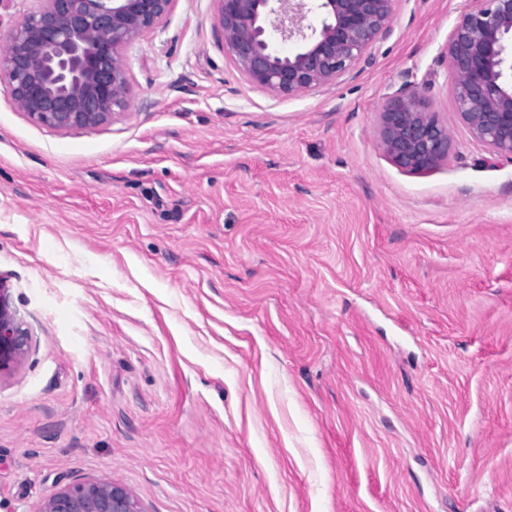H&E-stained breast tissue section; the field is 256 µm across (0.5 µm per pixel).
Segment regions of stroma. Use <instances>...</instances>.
I'll list each match as a JSON object with an SVG mask.
<instances>
[{
  "instance_id": "1",
  "label": "stroma",
  "mask_w": 512,
  "mask_h": 512,
  "mask_svg": "<svg viewBox=\"0 0 512 512\" xmlns=\"http://www.w3.org/2000/svg\"><path fill=\"white\" fill-rule=\"evenodd\" d=\"M467 0H398L336 84L280 96L216 0L129 44L130 108L32 122L0 84V277L30 349L0 373V512L119 481L146 512H512V162L459 119ZM447 125L392 165L404 79ZM405 83L379 113L378 136L387 159L410 174L436 169L448 159V127L428 103Z\"/></svg>"
}]
</instances>
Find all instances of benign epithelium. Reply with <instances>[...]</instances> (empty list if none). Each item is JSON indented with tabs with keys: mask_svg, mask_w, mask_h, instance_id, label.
<instances>
[{
	"mask_svg": "<svg viewBox=\"0 0 512 512\" xmlns=\"http://www.w3.org/2000/svg\"><path fill=\"white\" fill-rule=\"evenodd\" d=\"M0 47V83L33 122L58 131L96 128L130 107L124 49L171 13L175 0H40ZM224 52L248 83L296 96L337 82L392 30L397 0H317L321 27L304 32L307 0H217ZM296 42L280 54L271 32ZM512 0H468L442 56L457 114L471 135L512 161ZM387 159L410 174L448 159V127L406 83L379 113ZM28 331L0 281V372L26 352ZM38 512H146L120 482L70 483Z\"/></svg>",
	"mask_w": 512,
	"mask_h": 512,
	"instance_id": "obj_1",
	"label": "benign epithelium"
}]
</instances>
